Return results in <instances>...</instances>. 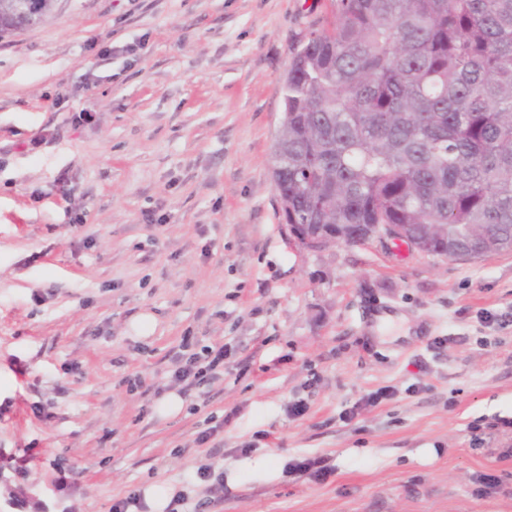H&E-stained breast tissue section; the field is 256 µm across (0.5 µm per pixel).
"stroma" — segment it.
Here are the masks:
<instances>
[{
	"label": "stroma",
	"mask_w": 512,
	"mask_h": 512,
	"mask_svg": "<svg viewBox=\"0 0 512 512\" xmlns=\"http://www.w3.org/2000/svg\"><path fill=\"white\" fill-rule=\"evenodd\" d=\"M329 12L57 0L0 38V512L21 483L50 512L159 483L209 500V465L206 512H512V253L314 252L283 220L282 80ZM186 335L225 346L224 372L161 417ZM30 448L26 478L9 460ZM314 456L326 480L298 470Z\"/></svg>",
	"instance_id": "1"
}]
</instances>
